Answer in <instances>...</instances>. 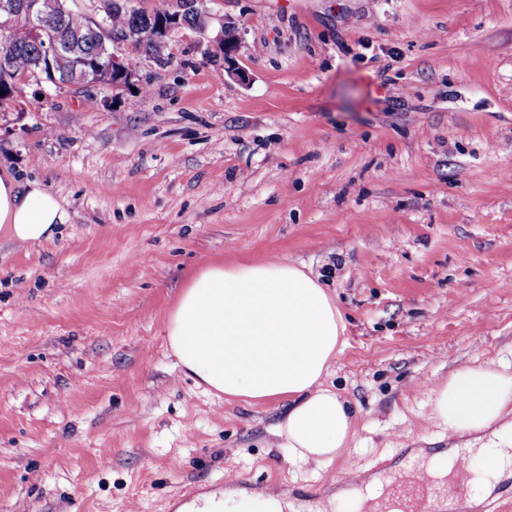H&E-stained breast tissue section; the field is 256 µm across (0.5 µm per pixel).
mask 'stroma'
<instances>
[{
  "label": "stroma",
  "instance_id": "1",
  "mask_svg": "<svg viewBox=\"0 0 512 512\" xmlns=\"http://www.w3.org/2000/svg\"><path fill=\"white\" fill-rule=\"evenodd\" d=\"M245 81L182 29L135 90L19 82L0 169L65 224L0 234V512H177L252 501L244 478L349 512L338 478L455 437L434 389L512 368V0H208ZM281 259L327 288L345 345L325 378L356 434L324 466L283 408L212 396L163 326L206 262Z\"/></svg>",
  "mask_w": 512,
  "mask_h": 512
}]
</instances>
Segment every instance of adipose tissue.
Returning a JSON list of instances; mask_svg holds the SVG:
<instances>
[{"label":"adipose tissue","instance_id":"1","mask_svg":"<svg viewBox=\"0 0 512 512\" xmlns=\"http://www.w3.org/2000/svg\"><path fill=\"white\" fill-rule=\"evenodd\" d=\"M66 214L40 183L0 170V233L20 245L52 239ZM342 316L318 279L284 261L209 264L188 279L164 336L182 371L205 392L251 403L281 402L272 433L303 463L332 462L355 432L349 402L323 379L344 344ZM432 417L456 436L432 455L427 475L446 488L460 453L481 456L479 505L512 478V371L464 365L433 392Z\"/></svg>","mask_w":512,"mask_h":512}]
</instances>
